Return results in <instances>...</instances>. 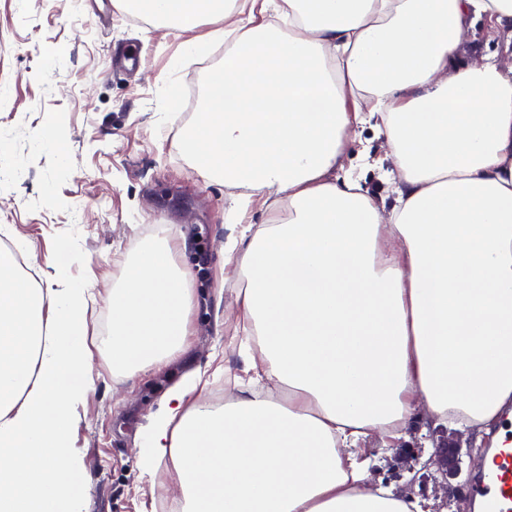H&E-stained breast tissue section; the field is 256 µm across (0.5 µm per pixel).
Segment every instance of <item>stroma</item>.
Returning a JSON list of instances; mask_svg holds the SVG:
<instances>
[{"mask_svg":"<svg viewBox=\"0 0 512 512\" xmlns=\"http://www.w3.org/2000/svg\"><path fill=\"white\" fill-rule=\"evenodd\" d=\"M202 20L158 27L122 0H0V227L31 269L30 282L55 287L56 262L94 301L87 336L107 335V295L141 248L168 239L195 276L191 347L173 364L125 378L93 350L90 390L74 411L72 446L91 476L84 512H156L179 503L166 471L149 475L137 450L177 381L203 375L235 391L242 336L222 286L223 181L195 170L184 132L204 102L206 79L224 61V39ZM205 41L198 53L186 42ZM141 52L131 72L118 50ZM193 87L179 110L171 89ZM62 139L53 147L46 128Z\"/></svg>","mask_w":512,"mask_h":512,"instance_id":"obj_1","label":"stroma"}]
</instances>
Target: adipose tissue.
I'll return each mask as SVG.
<instances>
[{"label": "adipose tissue", "instance_id": "1", "mask_svg": "<svg viewBox=\"0 0 512 512\" xmlns=\"http://www.w3.org/2000/svg\"><path fill=\"white\" fill-rule=\"evenodd\" d=\"M126 2L163 27L224 24L185 146L231 190L243 370L288 388L214 406L177 382L144 468L173 474L182 512H433L370 485L365 443L421 418L497 446L512 419V63L457 61L480 18L512 51V0ZM366 129L382 155L346 171ZM371 171L392 201L367 189ZM256 205L273 217L251 221ZM192 279L165 242L128 263L108 295L113 371L189 350ZM86 309L84 285L29 287L0 247V512H83Z\"/></svg>", "mask_w": 512, "mask_h": 512}]
</instances>
